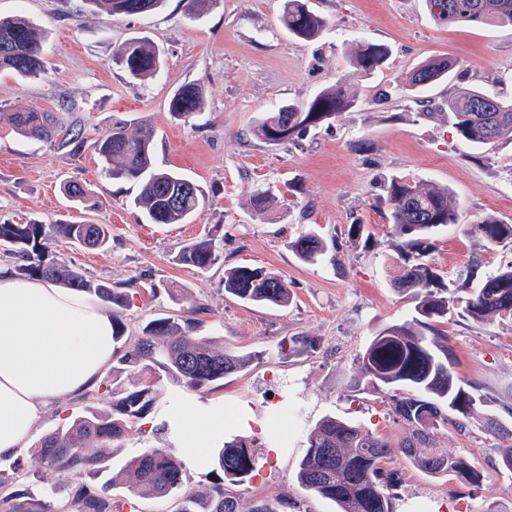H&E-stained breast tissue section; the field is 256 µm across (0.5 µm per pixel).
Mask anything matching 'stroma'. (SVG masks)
<instances>
[{"label": "stroma", "instance_id": "1", "mask_svg": "<svg viewBox=\"0 0 512 512\" xmlns=\"http://www.w3.org/2000/svg\"><path fill=\"white\" fill-rule=\"evenodd\" d=\"M328 22L318 40L288 36L279 23L283 0H210L200 14L183 0H166L147 15L96 16L86 0H0V15L24 14L46 30L44 74H0V224H63L91 220L110 227L103 249L55 239L49 255L91 279L129 293L119 310L127 336L148 321L179 315L195 302L207 307L198 336L224 342L251 356L242 371L205 394L188 395L166 378L156 389V419L168 418L193 400L224 414L210 434L215 449L237 436L256 439L259 472L236 487L242 508L262 498L282 499L293 512H338L333 502L303 495L294 475L315 423L327 414L357 421L391 440L404 428L381 395L350 387L357 356L374 333L411 315L414 303L394 290L400 267L390 244L386 208L378 198L384 178L407 176L423 186L448 188L461 215L442 232L433 262L456 273L479 251L463 227L485 218L512 222V141L486 153L442 122L418 117L404 80L433 57L457 60L459 82L494 89L512 98V28L436 25L424 0H310ZM147 38L160 53L149 80L130 79L113 61L119 46ZM363 42L383 43L388 61L371 74L357 72L349 55ZM342 82L356 108L339 113L297 143L269 146L251 130L263 113L284 104L303 106L320 90ZM195 83L205 99L190 120L168 107L177 87ZM55 112L61 123L81 127L84 145L58 146L16 133L12 107ZM147 123L156 131V162L200 185L208 199L186 224H147L133 206L135 184L106 175L93 143L113 124ZM366 142L357 150V142ZM79 183L87 204L68 200L65 181ZM271 187L263 215L249 205L251 192ZM360 224L359 243L340 263L300 262L288 243L302 232L323 237ZM224 243V259L207 271L173 264L178 248L198 237ZM480 252V251H479ZM249 265L288 280L293 298L285 307L241 302L224 291L226 269ZM459 373L498 389L512 383V325L496 320L449 325ZM293 336L318 340L317 352H282ZM132 367L107 368L96 386L45 404L35 424L42 438L64 418L104 402L107 387L137 383ZM279 447H270V439ZM499 442L479 425L468 432L441 430L434 448L453 451L475 465L498 455ZM392 467L402 479L396 512H427L456 504L459 512H512V477L490 473L476 490L452 477H433L402 456Z\"/></svg>", "mask_w": 512, "mask_h": 512}]
</instances>
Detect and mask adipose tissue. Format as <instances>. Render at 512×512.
Segmentation results:
<instances>
[{"label": "adipose tissue", "mask_w": 512, "mask_h": 512, "mask_svg": "<svg viewBox=\"0 0 512 512\" xmlns=\"http://www.w3.org/2000/svg\"><path fill=\"white\" fill-rule=\"evenodd\" d=\"M115 350L111 312L78 292L0 268V456L25 448L40 406L89 389ZM176 422L180 457L196 461L206 435L224 425L194 403Z\"/></svg>", "instance_id": "1"}]
</instances>
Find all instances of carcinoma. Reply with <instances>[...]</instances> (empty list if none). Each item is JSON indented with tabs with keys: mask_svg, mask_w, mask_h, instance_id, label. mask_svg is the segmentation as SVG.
Listing matches in <instances>:
<instances>
[{
	"mask_svg": "<svg viewBox=\"0 0 512 512\" xmlns=\"http://www.w3.org/2000/svg\"><path fill=\"white\" fill-rule=\"evenodd\" d=\"M104 17L147 15L162 0H88ZM428 10L442 26L493 25L512 27V0H425ZM280 24L297 40H314L328 28L326 19L308 5V0H284ZM44 32L25 17L0 18V71L34 77L43 71ZM390 49L384 44L364 43L351 55L357 71L370 73L383 65ZM119 65L132 78L156 75L158 50L144 37H134L117 51ZM457 61L442 57L422 62L408 76L407 90L414 94L420 117L438 114L432 101L420 93L444 82ZM357 99L336 82L321 90L303 108L283 105L258 118L254 136L269 145L294 142L311 128L356 106ZM448 124L476 149H486L504 138L512 139V102L479 86H458L448 94ZM203 97L197 84L178 87L169 100V111L189 119L201 110ZM18 134L39 140H59L60 146L81 143L80 131L55 120L54 113L19 107L11 112ZM156 132L141 124L131 129L115 124L98 138L94 150L106 164L109 176L135 182L139 192L134 206L152 224H185L206 201L204 191L179 173L155 165ZM382 203L390 215V236L402 262L393 287L413 299L414 314L378 331L356 358L351 388L360 393L380 394L389 400L394 420L407 429L398 442L369 431L348 419L323 417L307 436L306 450L298 463L296 480L307 494L336 503L339 512H395L394 501L402 480L384 463L400 453L414 468L432 476H453L470 489L482 486L486 472L451 452L439 453L433 442L437 431L465 432L473 421L481 422L489 435L507 442L491 462L498 473L512 474V391L499 393L459 375L453 359L448 324L458 317L474 323L499 319L512 323V262L485 274L484 261L472 257L451 277L428 256L435 249L433 235L459 223L448 188H426L408 177H390L383 184ZM271 197L268 189L250 194L254 213L265 211ZM471 229L484 250L512 245V224L486 218ZM62 238L89 248H102L109 240L105 224H0V250L14 258L13 271L23 277L56 282L98 300L124 309L130 295L94 281L79 269L48 259V241ZM303 263L315 264L325 257L337 260L343 243L325 239L314 231L288 242ZM223 258V245L210 236L182 245L173 257L178 265L208 270ZM224 292L242 301L283 307L292 291L279 274L264 269L237 266L224 272ZM207 307L195 303L177 317L161 316L147 322L129 345L123 344L126 327L113 320V340L121 349L117 361L138 369L142 380L129 388L112 389V401L104 407L87 406L66 417V422L44 435L35 455L42 468L40 478L57 469L74 473L67 489L49 488L47 496H63V506L75 512H138L135 501L174 497L176 512H241L233 487L251 479L258 466L255 440L235 437L223 443L209 459L220 472L218 482L206 491L187 487L182 461L168 448L142 449L120 473L110 478L114 448L129 429L154 413L156 380L162 370L189 392L217 387L224 378L254 360L224 348V344L194 335L201 324L198 315ZM319 343L298 336L288 341V350L314 352ZM491 402L500 412H481ZM122 485L126 498H115ZM45 496V497H47ZM45 497L25 489H11L0 480V512H51Z\"/></svg>",
	"mask_w": 512,
	"mask_h": 512,
	"instance_id": "cac0c4a2",
	"label": "carcinoma"
}]
</instances>
